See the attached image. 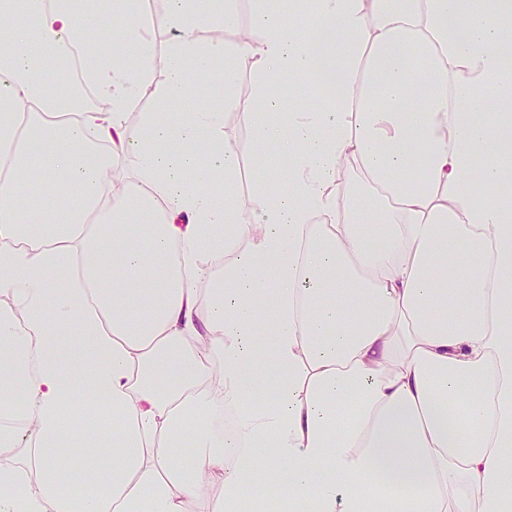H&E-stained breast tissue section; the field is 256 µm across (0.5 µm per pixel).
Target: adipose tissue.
Instances as JSON below:
<instances>
[{"instance_id":"1","label":"adipose tissue","mask_w":512,"mask_h":512,"mask_svg":"<svg viewBox=\"0 0 512 512\" xmlns=\"http://www.w3.org/2000/svg\"><path fill=\"white\" fill-rule=\"evenodd\" d=\"M313 6L298 41L294 11L261 9L228 49L195 33L235 12L165 0L121 32L133 55L93 70L109 109L69 113L35 75L85 42L84 11L0 0V453L29 432L0 512H188L217 484L212 512H240L247 486L258 512H512V0ZM155 25L177 33L163 110L132 139ZM217 62L227 86L262 75L280 120L242 118L289 160L285 189L244 209L214 181L239 157L222 109L166 115ZM347 155L372 198L338 182ZM129 160L112 194L101 173Z\"/></svg>"}]
</instances>
